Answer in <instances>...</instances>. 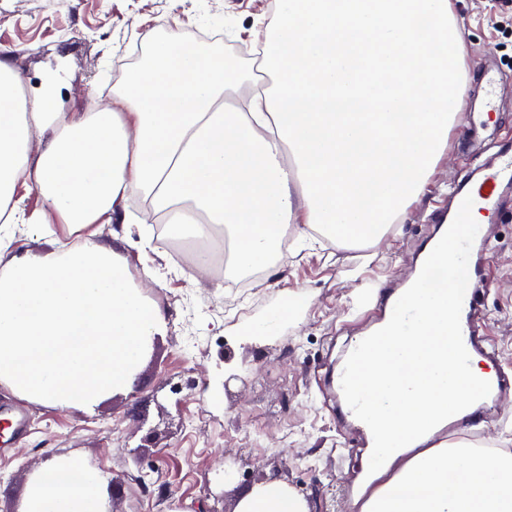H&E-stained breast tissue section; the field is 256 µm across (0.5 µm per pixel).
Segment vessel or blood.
I'll list each match as a JSON object with an SVG mask.
<instances>
[{
  "mask_svg": "<svg viewBox=\"0 0 512 512\" xmlns=\"http://www.w3.org/2000/svg\"><path fill=\"white\" fill-rule=\"evenodd\" d=\"M512 180V154L503 155L499 167L484 176L477 189L460 196L455 218L449 224L444 235L434 249L423 259L424 269L418 283L429 298L442 295L451 282L469 275L472 247L475 236L466 223L471 209L483 208L490 204L499 187L505 181ZM455 309L458 328L454 336V358L459 366H467L472 356L478 355L493 360L494 353L484 344L475 323L476 301L474 294L465 289L455 292ZM385 311L389 323L397 335L411 336L421 323L417 309L413 308L408 296L387 297ZM387 361L399 375H406L413 363L410 351L400 348H388L375 336H366L356 340L339 374V387L347 397V414L359 421L362 428L382 448L399 447L400 442L386 433L382 426L373 421L375 399L361 385L362 369L371 361ZM481 397L479 410H486L490 400L499 393L512 388V382L501 376H493L480 382Z\"/></svg>",
  "mask_w": 512,
  "mask_h": 512,
  "instance_id": "1",
  "label": "vessel or blood"
}]
</instances>
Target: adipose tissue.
I'll return each instance as SVG.
<instances>
[{
	"label": "adipose tissue",
	"mask_w": 512,
	"mask_h": 512,
	"mask_svg": "<svg viewBox=\"0 0 512 512\" xmlns=\"http://www.w3.org/2000/svg\"><path fill=\"white\" fill-rule=\"evenodd\" d=\"M464 30L450 0H278L261 65L275 76L243 105L237 67L186 35L152 40L143 67L113 82L110 106L57 110L53 84L25 98L0 58V224L26 223L20 184L36 188L39 225L129 223L116 206L142 195L177 238L220 233L231 271L270 267L296 225L374 244L423 192L462 104ZM43 142L37 157L28 148ZM454 293L414 299L423 328L391 343L417 357L393 383L384 361L363 385L388 406L376 419L405 445L387 453L359 512H512V452L424 442L475 398L479 363L452 355ZM161 318L115 247L81 245L13 257L0 271V383L35 402L87 409L132 390ZM96 471L45 465L22 512H103ZM234 512H307L285 483L239 494Z\"/></svg>",
	"instance_id": "ef3b65f1"
}]
</instances>
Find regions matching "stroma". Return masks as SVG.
Here are the masks:
<instances>
[{"mask_svg":"<svg viewBox=\"0 0 512 512\" xmlns=\"http://www.w3.org/2000/svg\"><path fill=\"white\" fill-rule=\"evenodd\" d=\"M468 30L467 121L448 132L447 148L401 224L377 244L293 240L274 267L248 288H229L176 260L145 223L134 199L119 211L135 224H102L98 239L119 240L133 282L164 317L132 393L85 411L20 399L0 385V407L27 417L12 438L0 420V512H19L24 491L48 462L75 460L98 471L104 490L119 487L107 512H222L235 485L219 477L225 458L253 478L320 483L322 512H352L369 445L340 414L335 376L347 345L375 325L384 293L408 282L425 241L454 204L456 189L512 153V0H452ZM275 0H0V56L34 94L44 73L60 72L59 109L112 102L109 70L139 44L167 31L214 37L231 30L243 47L263 40ZM479 250L476 320L512 377V185L500 190ZM7 256L50 251L53 239L77 244L65 225L52 233L27 225L0 229ZM301 307L269 335L257 323L292 302ZM148 399L146 423L129 418L133 397ZM152 443H144L147 430ZM466 441L512 451V391L474 420Z\"/></svg>","mask_w":512,"mask_h":512,"instance_id":"35a3bbf8","label":"stroma"}]
</instances>
